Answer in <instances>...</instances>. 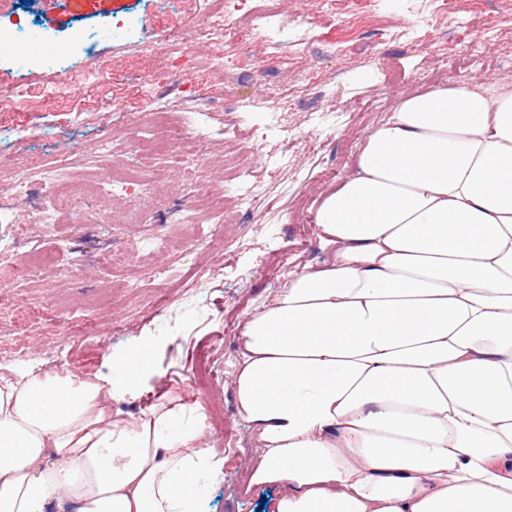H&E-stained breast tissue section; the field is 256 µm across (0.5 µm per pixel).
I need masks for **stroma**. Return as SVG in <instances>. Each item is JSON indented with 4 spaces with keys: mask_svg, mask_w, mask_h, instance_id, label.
<instances>
[{
    "mask_svg": "<svg viewBox=\"0 0 512 512\" xmlns=\"http://www.w3.org/2000/svg\"><path fill=\"white\" fill-rule=\"evenodd\" d=\"M220 2L15 0L0 13V37L21 21L36 38L79 31L90 39L68 48L67 81L0 45V200L18 178L34 186L0 220V378L42 369L87 380L145 340L149 366L134 393L113 399V410L132 420L163 396L201 403L210 415L206 442L224 459L209 486L211 512H276L280 487L239 484L252 454L230 385L239 323L293 260L324 261L313 224L319 200L348 175L358 147L401 94L437 87L438 72L449 84L512 87V0H480L477 12L451 17L438 0H379L385 33L371 19L337 28L318 17L319 0H278V13L241 31L249 45L243 55L225 52L220 34L189 38ZM118 20L130 32H115ZM274 32L289 44L279 59L264 48ZM225 53L233 67L212 74L211 60ZM291 65L311 87L291 82ZM19 86L27 96H14ZM156 109L206 134L197 165L166 145L136 153L146 114ZM105 137L106 153L98 149ZM136 161L148 173L147 189L108 200L92 193L57 223H38L40 167L70 168V185L87 187ZM228 169L236 172L231 194L256 177L284 206L275 215L241 207L224 220L205 216L233 242L185 266L179 216L197 188ZM150 236L168 237L171 248L145 249ZM126 276L140 280L137 299L112 286ZM189 284L197 293L185 304L180 289ZM21 342L30 351L22 362L14 354Z\"/></svg>",
    "mask_w": 512,
    "mask_h": 512,
    "instance_id": "35a3bbf8",
    "label": "stroma"
}]
</instances>
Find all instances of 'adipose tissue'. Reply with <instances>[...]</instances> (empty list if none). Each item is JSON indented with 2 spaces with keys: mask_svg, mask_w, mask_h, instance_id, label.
<instances>
[{
  "mask_svg": "<svg viewBox=\"0 0 512 512\" xmlns=\"http://www.w3.org/2000/svg\"><path fill=\"white\" fill-rule=\"evenodd\" d=\"M328 258L245 315L231 387L277 512H512V90L405 94L316 211ZM147 345L96 382L0 380V512H209L198 403L134 420Z\"/></svg>",
  "mask_w": 512,
  "mask_h": 512,
  "instance_id": "ef3b65f1",
  "label": "adipose tissue"
}]
</instances>
